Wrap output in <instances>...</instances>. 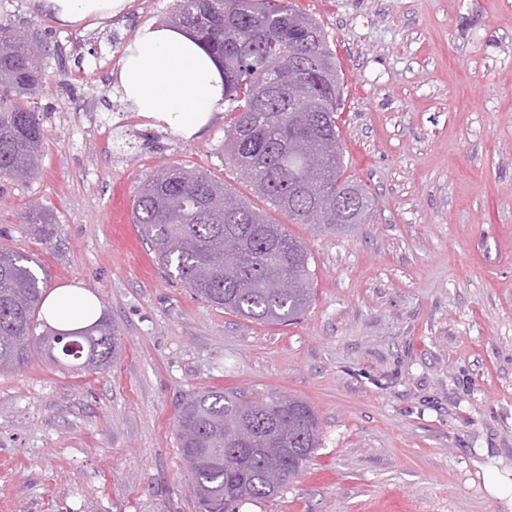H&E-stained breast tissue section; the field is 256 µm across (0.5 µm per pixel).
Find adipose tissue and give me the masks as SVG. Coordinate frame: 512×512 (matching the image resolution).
Wrapping results in <instances>:
<instances>
[{
	"instance_id": "1",
	"label": "adipose tissue",
	"mask_w": 512,
	"mask_h": 512,
	"mask_svg": "<svg viewBox=\"0 0 512 512\" xmlns=\"http://www.w3.org/2000/svg\"><path fill=\"white\" fill-rule=\"evenodd\" d=\"M41 9L66 25L109 19L125 0H38ZM116 87L138 114L158 127L195 136L224 101L220 64L185 30L145 25L124 50ZM40 316L56 329L88 325L99 316L96 297L84 288L61 285L44 296Z\"/></svg>"
}]
</instances>
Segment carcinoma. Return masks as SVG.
I'll return each instance as SVG.
<instances>
[{"label":"carcinoma","instance_id":"cac0c4a2","mask_svg":"<svg viewBox=\"0 0 512 512\" xmlns=\"http://www.w3.org/2000/svg\"><path fill=\"white\" fill-rule=\"evenodd\" d=\"M169 24L222 60L225 164L294 224L334 232L362 223L370 198L343 177L336 56L319 23L290 0H177ZM42 50L39 37L0 21V178L25 181L38 168L45 130L32 99L43 74L32 72L30 56ZM285 58L305 69L299 106L288 99ZM132 212L158 263L205 303L267 323L292 321L310 306L306 246L211 173L166 167L142 182ZM36 265L0 250V373L37 349L54 352L56 364L107 369L119 349L107 317L68 330L84 347L79 358L62 350L51 327L34 336L43 299ZM262 404L267 410L245 423L253 402L232 392L208 390L181 404L177 436L199 512H236L245 500L277 496L320 447L306 401Z\"/></svg>","mask_w":512,"mask_h":512}]
</instances>
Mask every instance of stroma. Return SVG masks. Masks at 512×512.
<instances>
[{
    "mask_svg": "<svg viewBox=\"0 0 512 512\" xmlns=\"http://www.w3.org/2000/svg\"><path fill=\"white\" fill-rule=\"evenodd\" d=\"M325 31L343 90L344 174L372 196L336 233L289 225L313 300L290 324L211 306L168 276L132 219L156 170L224 165V116L187 139L139 118L110 79L175 0L64 25L35 0L0 19L50 45L37 174L0 179V248L44 289L95 294L117 359L77 373L33 356L0 374V512H196L179 403L226 389L306 400L322 444L277 497L239 512H512V0H292ZM34 207L51 228L26 221Z\"/></svg>",
    "mask_w": 512,
    "mask_h": 512,
    "instance_id": "obj_1",
    "label": "stroma"
}]
</instances>
